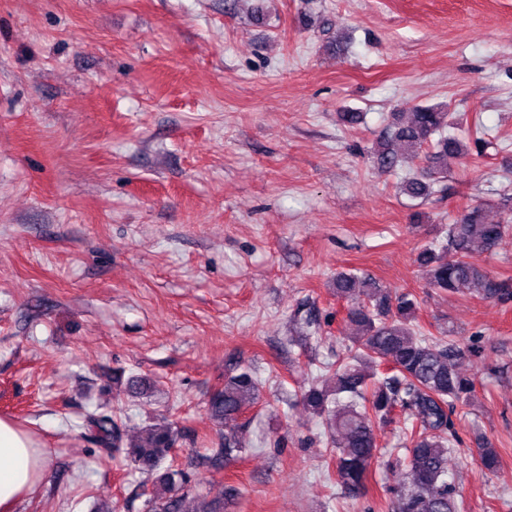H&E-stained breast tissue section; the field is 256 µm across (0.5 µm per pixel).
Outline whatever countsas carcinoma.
<instances>
[{
  "instance_id": "carcinoma-1",
  "label": "carcinoma",
  "mask_w": 512,
  "mask_h": 512,
  "mask_svg": "<svg viewBox=\"0 0 512 512\" xmlns=\"http://www.w3.org/2000/svg\"><path fill=\"white\" fill-rule=\"evenodd\" d=\"M453 117L444 107L421 106L405 123H397L377 141L376 161L393 171L402 160L424 157L422 172L407 179L404 191L426 198L448 170V158L467 153L462 141L448 134ZM509 231L506 224L485 222L483 209L465 210L446 225L437 243L424 246L417 262L427 268L430 287L448 294L475 291L501 303L512 301V281L486 271L475 259L492 253ZM336 296L347 300L345 320L356 328L354 346L342 359L326 366L333 385L313 379L300 401L319 416L332 448L336 482L351 497L363 494L372 461L378 452V430L391 422L396 409L408 413L404 434L409 442L403 462L395 512H464L448 482V450L454 434L449 414L473 402L474 379L460 370L471 350L445 335L427 336L416 324L418 301L410 292L391 294L371 277L341 272L334 281ZM392 374L378 377L379 367ZM260 398V383L248 365L237 364L207 403L210 418L234 422ZM82 435L90 443L122 454L132 471L156 476L148 512H224V496H189L187 478L167 464L182 433L168 422L145 426L135 434L118 424L110 411L86 415ZM244 453L233 428L224 430V443L214 449V465L236 461ZM481 466L489 473L499 462L497 451L479 449Z\"/></svg>"
}]
</instances>
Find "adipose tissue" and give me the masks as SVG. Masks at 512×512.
Instances as JSON below:
<instances>
[{
    "mask_svg": "<svg viewBox=\"0 0 512 512\" xmlns=\"http://www.w3.org/2000/svg\"><path fill=\"white\" fill-rule=\"evenodd\" d=\"M39 453L9 420L0 418V512L25 496L43 477Z\"/></svg>",
    "mask_w": 512,
    "mask_h": 512,
    "instance_id": "adipose-tissue-1",
    "label": "adipose tissue"
}]
</instances>
